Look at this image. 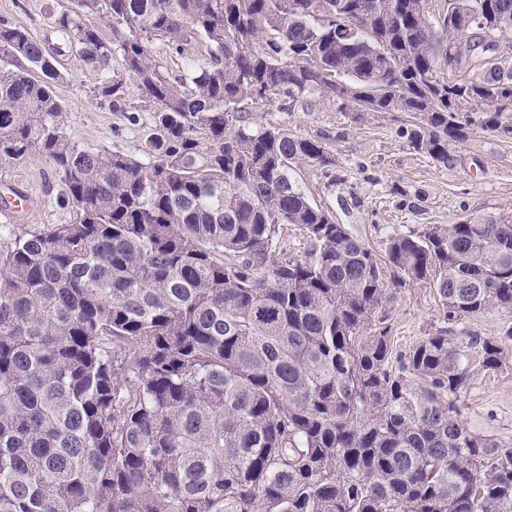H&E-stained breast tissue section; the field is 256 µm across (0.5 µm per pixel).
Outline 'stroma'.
<instances>
[{
    "mask_svg": "<svg viewBox=\"0 0 512 512\" xmlns=\"http://www.w3.org/2000/svg\"><path fill=\"white\" fill-rule=\"evenodd\" d=\"M71 6V0H0V19L27 28L52 50L67 138L94 152L137 154L153 129L149 105L129 82L119 106H112L97 93V75L75 53L59 49L56 23ZM405 120L402 112H368L356 120L317 93L291 111H281L274 102L254 115L257 125L281 124L294 135L322 140L330 164L299 167L298 183L312 203L329 211L377 258H384L387 240L395 233L455 224L468 215L512 214L511 138L467 130L463 137L449 139L443 165L409 147L399 133ZM14 190L28 193L34 204L11 216L0 213V224L37 227L74 217L51 165L41 156L0 165V194ZM383 311L397 355L441 324L438 302L422 285L389 288ZM467 354L471 378L461 421L474 433L512 444V356L506 366L487 371L479 367L476 349Z\"/></svg>",
    "mask_w": 512,
    "mask_h": 512,
    "instance_id": "obj_1",
    "label": "stroma"
}]
</instances>
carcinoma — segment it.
<instances>
[{
	"label": "carcinoma",
	"instance_id": "cac0c4a2",
	"mask_svg": "<svg viewBox=\"0 0 512 512\" xmlns=\"http://www.w3.org/2000/svg\"><path fill=\"white\" fill-rule=\"evenodd\" d=\"M73 2L58 37L112 104L133 81L155 132L139 158L72 143L53 57L0 21L40 71L0 68V164L46 158L76 213L0 225V512H512V447L459 419L466 348L500 369L512 330H454L512 313V216L388 239L392 284L432 288L445 323L394 360L384 267L292 176L326 148L252 121L317 92L412 115L442 164L465 128L512 138V0L435 22L427 0ZM193 35L207 58L173 81L153 44ZM508 328H512V314L492 310L476 316H462L455 330L460 336L501 337Z\"/></svg>",
	"mask_w": 512,
	"mask_h": 512
}]
</instances>
